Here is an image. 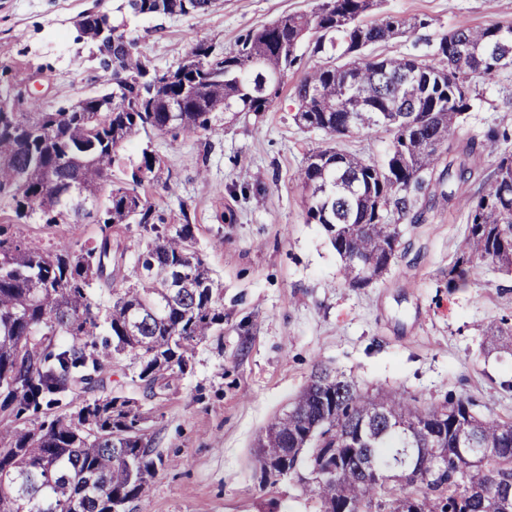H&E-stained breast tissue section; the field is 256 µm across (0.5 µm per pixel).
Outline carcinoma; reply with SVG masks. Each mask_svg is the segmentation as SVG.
I'll list each match as a JSON object with an SVG mask.
<instances>
[{"label":"carcinoma","instance_id":"cac0c4a2","mask_svg":"<svg viewBox=\"0 0 512 512\" xmlns=\"http://www.w3.org/2000/svg\"><path fill=\"white\" fill-rule=\"evenodd\" d=\"M214 0H122L120 16L85 14L77 40L100 62L103 90L81 112H19L0 87V195L17 219L45 224L72 215L104 226L78 250H53L0 225V512H126L146 497L164 467L150 448L146 413L112 393L114 362L151 396L180 381L198 345L224 335L222 289L195 249L187 212L168 224L147 199L159 178L143 150L130 178L112 179L118 151L144 132H212L220 115L267 112L299 61L303 43L320 62L294 85L295 123L329 139L299 170L306 222L319 224L341 258L345 283L380 277L400 245L394 213L409 212L472 109V80L512 69V23L456 27L438 38L430 60L379 58L369 48L429 26L424 18H365L377 0H319L309 15H288L250 30L232 52L194 44L160 71L143 58L129 22L201 15ZM112 43L98 39V25ZM364 130L385 134L380 161L345 153L336 140ZM467 234L448 264V291L470 284L476 263L512 274V149L466 201ZM143 232L134 284L104 300L95 281L112 282L110 231ZM185 273L177 283L175 271ZM490 349L512 352V325L484 330ZM469 397L422 409L395 392L369 394L318 365L288 412L275 415L255 455L260 486L283 479L311 495L316 512H512L497 499L512 484V420L481 417ZM469 429L493 462L469 466L459 433ZM444 451L445 470L419 466L422 449ZM407 470L383 487L365 479L363 457ZM339 469L308 482L301 474Z\"/></svg>","mask_w":512,"mask_h":512}]
</instances>
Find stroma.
Wrapping results in <instances>:
<instances>
[{
    "label": "stroma",
    "instance_id": "1",
    "mask_svg": "<svg viewBox=\"0 0 512 512\" xmlns=\"http://www.w3.org/2000/svg\"><path fill=\"white\" fill-rule=\"evenodd\" d=\"M120 0H0V68L24 90L35 87L54 110L99 92V63L76 41L81 14H114ZM317 0H218L205 15L157 17L128 31L150 65L167 69L198 42L236 49L249 30L294 14ZM379 12L427 18L429 25L372 47V55L430 57L439 35L459 26L512 22V0H380ZM287 83L271 109L246 112L215 132L138 135L121 154L151 151L160 178L145 188L167 223L190 220L197 247L224 292V334L199 345L193 370L162 395L149 397L126 378L114 391L149 414L147 433L165 461L149 496L133 512H315L294 484L261 487L254 452L270 418L287 408L322 364L368 391L404 393L418 406L465 395L483 415L512 419V356L488 351V324L512 319V275L478 265L471 284L446 288L448 265L462 249L468 209L457 179L416 193L411 210L393 215L400 247L382 277L364 288L341 281V260L320 225L305 220L297 172L326 137L293 121ZM479 94L457 129L476 138L475 156H449L491 171L512 147V70L477 81ZM0 224L52 249L80 248L98 238L97 224L15 223L8 197ZM141 231L113 236L112 285L127 287Z\"/></svg>",
    "mask_w": 512,
    "mask_h": 512
}]
</instances>
